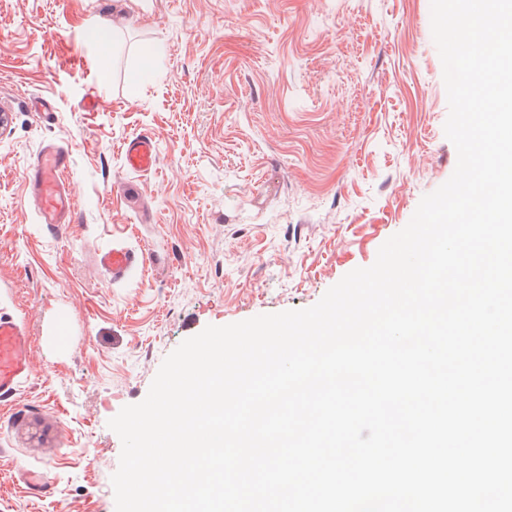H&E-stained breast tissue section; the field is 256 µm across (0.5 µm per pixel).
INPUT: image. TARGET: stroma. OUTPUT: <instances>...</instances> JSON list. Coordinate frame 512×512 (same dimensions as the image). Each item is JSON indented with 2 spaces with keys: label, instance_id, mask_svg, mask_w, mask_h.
Instances as JSON below:
<instances>
[{
  "label": "stroma",
  "instance_id": "obj_1",
  "mask_svg": "<svg viewBox=\"0 0 512 512\" xmlns=\"http://www.w3.org/2000/svg\"><path fill=\"white\" fill-rule=\"evenodd\" d=\"M448 113L431 0H0V315L33 340L0 405V512H115L109 420L206 326L311 307L371 266L453 174ZM143 131L139 175L122 147ZM49 140L73 158L60 229L22 179ZM116 243L146 270L112 282ZM123 155L126 166L135 172H148L156 163V141L150 132L139 133L124 145Z\"/></svg>",
  "mask_w": 512,
  "mask_h": 512
}]
</instances>
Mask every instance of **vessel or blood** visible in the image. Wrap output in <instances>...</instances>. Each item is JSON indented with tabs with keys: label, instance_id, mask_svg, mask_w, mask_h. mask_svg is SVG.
<instances>
[{
	"label": "vessel or blood",
	"instance_id": "b4317fda",
	"mask_svg": "<svg viewBox=\"0 0 512 512\" xmlns=\"http://www.w3.org/2000/svg\"><path fill=\"white\" fill-rule=\"evenodd\" d=\"M123 155L130 170L151 171L157 159L154 135L143 132L133 136L125 143ZM70 167L68 150L49 141L43 144L24 174L29 206L36 212L40 223L55 229L71 223L75 212L65 179ZM145 262L144 252L120 243L98 257L99 266L115 282L143 268ZM31 373L30 339L25 326L13 318L0 315V401L16 397L21 383Z\"/></svg>",
	"mask_w": 512,
	"mask_h": 512
}]
</instances>
